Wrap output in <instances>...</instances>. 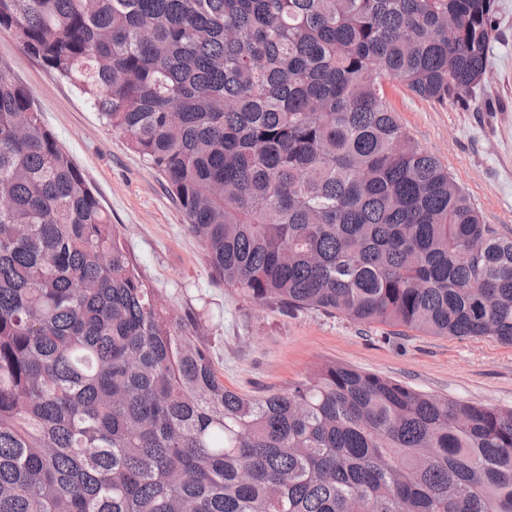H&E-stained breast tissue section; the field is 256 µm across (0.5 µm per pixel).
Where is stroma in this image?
Returning <instances> with one entry per match:
<instances>
[{
	"label": "stroma",
	"mask_w": 512,
	"mask_h": 512,
	"mask_svg": "<svg viewBox=\"0 0 512 512\" xmlns=\"http://www.w3.org/2000/svg\"><path fill=\"white\" fill-rule=\"evenodd\" d=\"M499 36L482 105H439L393 83L387 96L418 145L461 184L484 223L512 238V0H497ZM0 71L31 93L42 120L120 228L141 270L176 315H196L225 387L246 395L287 389L336 362L441 397L512 407V346L427 336L320 311L254 304L216 281L161 179L105 127L74 88L51 77L0 30Z\"/></svg>",
	"instance_id": "1"
}]
</instances>
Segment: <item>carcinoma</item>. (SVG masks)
I'll return each instance as SVG.
<instances>
[{
  "label": "carcinoma",
  "mask_w": 512,
  "mask_h": 512,
  "mask_svg": "<svg viewBox=\"0 0 512 512\" xmlns=\"http://www.w3.org/2000/svg\"><path fill=\"white\" fill-rule=\"evenodd\" d=\"M0 29L163 179L214 279L512 346V238L385 96L472 102L497 0H0ZM0 512H512V408L337 363L224 387L0 71Z\"/></svg>",
  "instance_id": "cac0c4a2"
}]
</instances>
